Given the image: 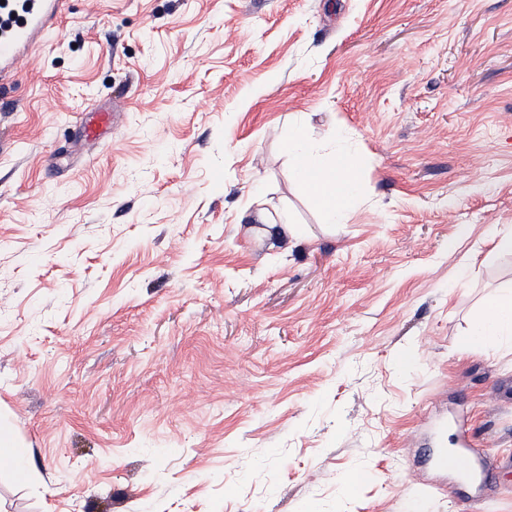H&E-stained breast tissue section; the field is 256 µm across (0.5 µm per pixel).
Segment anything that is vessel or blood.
I'll return each instance as SVG.
<instances>
[{
    "instance_id": "obj_1",
    "label": "vessel or blood",
    "mask_w": 512,
    "mask_h": 512,
    "mask_svg": "<svg viewBox=\"0 0 512 512\" xmlns=\"http://www.w3.org/2000/svg\"><path fill=\"white\" fill-rule=\"evenodd\" d=\"M65 0H6L12 19L0 29V77L15 70L23 55L45 29L57 25Z\"/></svg>"
}]
</instances>
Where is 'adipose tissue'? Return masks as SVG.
Segmentation results:
<instances>
[{"instance_id":"ef3b65f1","label":"adipose tissue","mask_w":512,"mask_h":512,"mask_svg":"<svg viewBox=\"0 0 512 512\" xmlns=\"http://www.w3.org/2000/svg\"><path fill=\"white\" fill-rule=\"evenodd\" d=\"M293 166V175L301 189L311 196L329 223H336L356 197V184L351 172L357 165L352 156L335 155L326 164L311 146L308 137L294 132L284 145ZM512 335V289L501 290L488 305L482 324L472 333L473 342L487 336Z\"/></svg>"}]
</instances>
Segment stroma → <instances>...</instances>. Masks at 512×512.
I'll return each instance as SVG.
<instances>
[{"label": "stroma", "mask_w": 512, "mask_h": 512, "mask_svg": "<svg viewBox=\"0 0 512 512\" xmlns=\"http://www.w3.org/2000/svg\"><path fill=\"white\" fill-rule=\"evenodd\" d=\"M502 224L512 0H66L0 87V512H512ZM293 166V175L301 189L311 196L335 224L356 197V184L350 173L358 162L354 156L334 153L327 165L302 131H295L284 145ZM512 335V289L503 288L488 305L482 324L468 336L479 343L485 336Z\"/></svg>", "instance_id": "stroma-1"}]
</instances>
